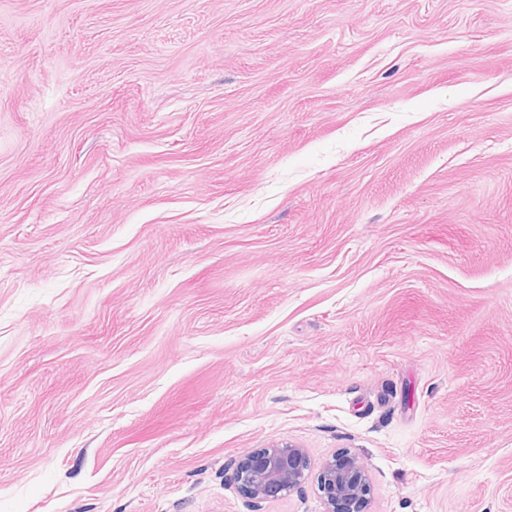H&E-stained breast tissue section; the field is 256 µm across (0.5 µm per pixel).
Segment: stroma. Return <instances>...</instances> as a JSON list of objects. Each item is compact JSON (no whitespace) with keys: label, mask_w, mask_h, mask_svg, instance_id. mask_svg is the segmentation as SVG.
<instances>
[{"label":"stroma","mask_w":512,"mask_h":512,"mask_svg":"<svg viewBox=\"0 0 512 512\" xmlns=\"http://www.w3.org/2000/svg\"><path fill=\"white\" fill-rule=\"evenodd\" d=\"M340 451L512 512V0H0V512Z\"/></svg>","instance_id":"35a3bbf8"}]
</instances>
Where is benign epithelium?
<instances>
[{"label":"benign epithelium","mask_w":512,"mask_h":512,"mask_svg":"<svg viewBox=\"0 0 512 512\" xmlns=\"http://www.w3.org/2000/svg\"><path fill=\"white\" fill-rule=\"evenodd\" d=\"M309 469L305 450L285 442L244 453L233 471V480L244 494L262 502L299 487ZM318 488L325 512H365L371 492L362 462L348 452L322 462Z\"/></svg>","instance_id":"obj_1"}]
</instances>
